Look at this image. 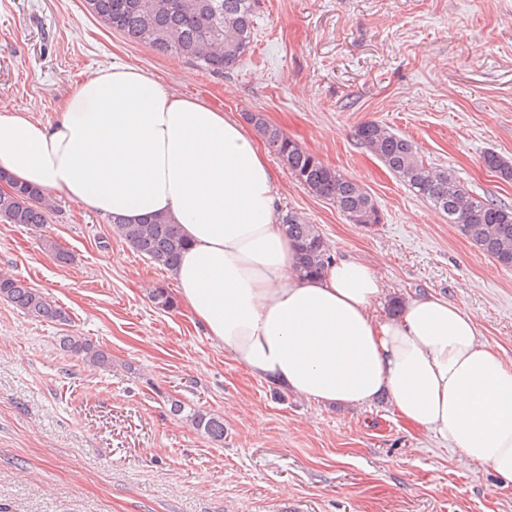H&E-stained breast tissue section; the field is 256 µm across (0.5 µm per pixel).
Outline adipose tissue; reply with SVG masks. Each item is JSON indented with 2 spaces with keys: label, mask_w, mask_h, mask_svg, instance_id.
<instances>
[{
  "label": "adipose tissue",
  "mask_w": 512,
  "mask_h": 512,
  "mask_svg": "<svg viewBox=\"0 0 512 512\" xmlns=\"http://www.w3.org/2000/svg\"><path fill=\"white\" fill-rule=\"evenodd\" d=\"M0 174L104 217L166 216L189 242L178 297L214 346L319 403L386 395L402 420L449 439L463 466L512 485V362L440 295L377 319L381 283L357 259L300 274L277 222V177L233 116L119 63L75 82L51 121L1 113Z\"/></svg>",
  "instance_id": "obj_1"
}]
</instances>
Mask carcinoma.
Masks as SVG:
<instances>
[{"instance_id":"1","label":"carcinoma","mask_w":512,"mask_h":512,"mask_svg":"<svg viewBox=\"0 0 512 512\" xmlns=\"http://www.w3.org/2000/svg\"><path fill=\"white\" fill-rule=\"evenodd\" d=\"M257 0H86L88 10L127 41L160 56H176L195 63L210 74L222 76L232 69L253 42ZM247 122L285 165L288 174L309 193L334 206L351 224L372 226L381 222L371 195L354 179L325 165L316 155L269 124L260 112L245 113ZM355 137L413 192L447 215L461 234L479 251L503 268L512 269V207L475 197L446 169L424 162L412 140L376 121L355 129ZM485 165L512 182V162L496 153L484 156ZM51 210L45 192L12 184L0 189V222L39 225ZM106 221L138 255L173 270L186 247L180 226L164 216L129 224L118 216ZM281 224L297 247V267L304 275H319L333 261L329 245L317 227L290 211ZM0 299L38 320H68L63 307L40 289L7 273H0ZM151 299L162 309L177 306L176 297L164 288ZM65 351L84 363L112 368V356L92 340L75 334L61 338ZM192 428L213 441L224 440V421L204 410L186 415Z\"/></svg>"}]
</instances>
